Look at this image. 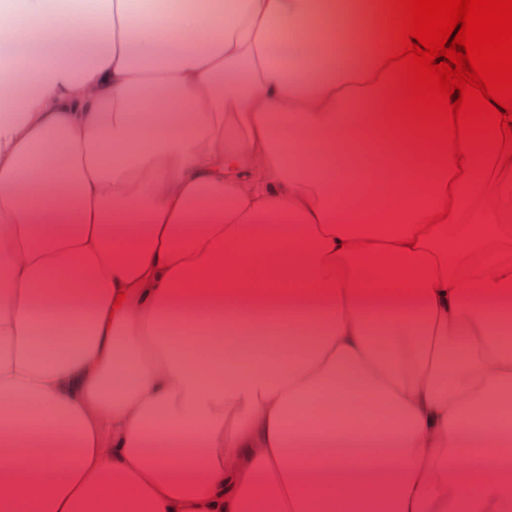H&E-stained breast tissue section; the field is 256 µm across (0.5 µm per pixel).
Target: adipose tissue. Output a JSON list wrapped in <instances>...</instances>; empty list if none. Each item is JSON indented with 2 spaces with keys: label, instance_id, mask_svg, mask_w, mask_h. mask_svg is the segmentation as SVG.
Here are the masks:
<instances>
[{
  "label": "adipose tissue",
  "instance_id": "ef3b65f1",
  "mask_svg": "<svg viewBox=\"0 0 512 512\" xmlns=\"http://www.w3.org/2000/svg\"><path fill=\"white\" fill-rule=\"evenodd\" d=\"M171 2L0 8V512H512V179L388 131L381 0Z\"/></svg>",
  "mask_w": 512,
  "mask_h": 512
}]
</instances>
